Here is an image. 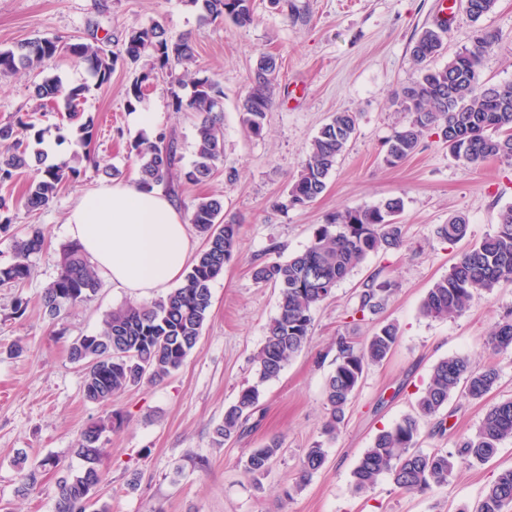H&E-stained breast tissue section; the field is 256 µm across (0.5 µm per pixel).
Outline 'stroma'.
<instances>
[{"label":"stroma","instance_id":"1","mask_svg":"<svg viewBox=\"0 0 512 512\" xmlns=\"http://www.w3.org/2000/svg\"><path fill=\"white\" fill-rule=\"evenodd\" d=\"M252 5L255 22L239 27L201 22L186 0H0L2 50L36 37L85 38L91 22L99 25L98 37L118 42L129 28L157 21L172 34H190L197 70L224 86V158L209 182L181 186L176 200L185 209L197 198L223 195L225 213L240 223L238 248L211 284L212 306L183 366L164 382H146L113 399L111 410L123 423L104 435L110 461L101 490L111 512H473L485 487L512 466V442L502 443L488 462L455 470L441 490L407 493L384 475L359 493L352 478L379 431L413 413L417 391L440 359L457 355L476 367L492 364L500 379L483 399L452 396L446 433H435L433 420L422 419L420 451L454 450L461 436L476 431L490 405L512 398V351L496 354L488 345L495 324L512 317V283L475 298L459 315L433 319L420 312L433 282L464 249L494 230L502 207L512 205V166L463 164L432 129L423 131L404 163L392 167L384 161L388 138L406 120L392 100L416 75L411 46L423 28L441 22V0H280L276 6L252 0ZM484 23L501 41L484 54L483 75L493 84H512V0H497ZM263 54L275 56L280 70L274 105L257 137L241 121V103ZM143 69L140 62L117 68L110 84L93 90L83 104L95 121L90 147L81 146L68 129L65 112L51 109L43 117L49 157L91 153L75 183L34 213L22 200L29 172L21 171L12 188L14 227L40 225L45 248L32 256L33 274L22 290L0 288V507L9 512H53L58 473L47 472L35 493L20 497L17 460L23 456L34 464L56 455L80 469L73 450L81 430L100 413L83 397V372L70 361L68 347L76 337L100 333L105 315L130 302V295L101 279L95 296L68 308L54 324L40 299L71 242L64 231L71 206L111 183V170H118L123 182L136 173L127 153L140 132L130 121L125 92ZM34 80L27 72L0 77V124L31 112ZM143 104L155 112L157 127L176 134L180 165L190 168L196 159V116L172 109L168 85L160 79ZM339 112L355 113L357 130L325 192L308 207L277 209L312 139ZM60 125L65 135L57 134ZM231 170L237 173L232 183L226 180ZM390 197L404 200L398 217L403 246L369 255L313 310L305 348L278 378L259 382L255 357L277 311L278 291L255 283L252 264L272 246L285 258L303 250L329 212ZM454 215L467 218L468 234L449 244L436 229ZM377 273L393 283L384 317L397 324L398 343L382 365L365 371L344 426L335 440L324 442V467L285 499L283 489L306 448L324 441V387L334 368L336 335L344 331L363 282ZM18 293L29 300L20 316L12 305ZM254 384L261 393L257 427L215 446L212 431L225 408ZM273 435L283 442L282 454L267 475L249 479L243 472L246 457Z\"/></svg>","mask_w":512,"mask_h":512}]
</instances>
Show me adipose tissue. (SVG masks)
Wrapping results in <instances>:
<instances>
[{"label": "adipose tissue", "instance_id": "adipose-tissue-1", "mask_svg": "<svg viewBox=\"0 0 512 512\" xmlns=\"http://www.w3.org/2000/svg\"><path fill=\"white\" fill-rule=\"evenodd\" d=\"M65 231L114 286L147 298L184 271L193 244L171 196L136 181L105 185L82 195Z\"/></svg>", "mask_w": 512, "mask_h": 512}]
</instances>
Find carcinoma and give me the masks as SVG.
Wrapping results in <instances>:
<instances>
[{"instance_id": "carcinoma-1", "label": "carcinoma", "mask_w": 512, "mask_h": 512, "mask_svg": "<svg viewBox=\"0 0 512 512\" xmlns=\"http://www.w3.org/2000/svg\"><path fill=\"white\" fill-rule=\"evenodd\" d=\"M204 22L231 20L244 27L254 22L251 0H188ZM496 0H469L466 12L477 22L493 11ZM91 40L64 41L59 38H34L14 49H0V76L20 71L40 76L34 83L33 98L38 104L26 118L0 125V142L7 144L9 155L0 159V189L10 188L17 171L30 169L34 176L25 193L30 212L47 206L59 189L81 175L76 157L53 162L37 148L44 129L37 127L34 115L48 104H64L70 121H78L79 141L88 146L93 139L94 119L82 118L77 106L87 101L95 87L110 82L116 68L142 55L151 57L149 68L134 78L127 92L126 108L133 112L144 99L143 89L158 78L170 84L173 108L192 112L200 118L195 144L196 160L188 169L179 166L178 140L175 134L160 128L153 138L143 137L129 144L128 151L138 165L140 183L162 186L173 192L183 183L208 181L224 157V88L217 78L202 76L188 80L177 69L188 70L195 63V50L186 34L173 37L160 22L131 28L121 45L97 38L99 25L92 23ZM446 29L427 28L415 39L411 55L418 67L416 78L395 97L408 120L394 129L387 140L384 157L396 166L412 156L425 129L434 128L448 143V152L458 161L479 166L489 161L512 165V84L494 85L482 73V59L499 43L498 35L486 28L475 31L471 47L455 54L444 65H431L439 56ZM64 55L82 65L93 83L67 85L50 73L52 62ZM277 61L263 55L251 77L242 103L241 118L247 130L262 134L267 112L274 104L273 87ZM357 118L352 112H338L314 137L298 177L289 185L285 198L276 207L287 210L315 202L326 189L330 173L346 151L356 132ZM11 195L0 196V233L13 224ZM404 202L387 198L372 206L346 208L327 215L316 228L311 243L286 260L277 247L270 257L253 265L257 283H272L279 288L277 314L266 326L264 342L257 357L258 384L243 389L236 401L224 410V420L213 429L218 446L243 435L247 423L259 405L258 385L277 378L288 361L308 342L312 310L332 296L370 254L402 245V230L397 216ZM188 223L202 239V247L188 267L178 287L151 301L130 303L110 311L97 335L80 336L68 348L71 361L82 364L83 396L101 408L81 431L74 450L83 461L75 473L63 477L57 486L55 512H110L99 488L109 458L103 435L118 421L109 410L112 398L144 381L157 383L177 371L197 347L203 325L212 305L211 283L224 271L238 247L240 224L224 214V198L202 197L191 207ZM468 224L455 217L436 229L437 236L450 244L462 240ZM45 237L31 225L25 236L15 240L12 261L0 264V286L17 287L32 275L30 257L42 251ZM512 281V206L499 213L495 230L463 251L448 274L428 289L421 313L431 318H446L464 312L477 295H490L502 282ZM99 287L98 277L77 244L63 248L56 278L45 288L41 305L50 320L63 311L87 300ZM392 282L371 277L351 312V329L370 316L383 313L392 293ZM398 341V327L382 323L364 344H357L350 332L336 337L334 369L324 388L326 417L323 434L332 440L344 422L345 409L365 369L386 360ZM490 345L500 353L512 350V320L495 325ZM499 373L493 366L481 370L465 357L450 356L432 368L428 383L416 402V414H409L381 430L353 470V486L361 492L374 486L387 474L397 488L421 492L433 486L448 485V478L461 463L485 462L499 446L512 440V399L491 406L475 433L459 439L451 451L417 450L419 420L435 419V431L445 432V409L455 394L470 399L484 398L496 385ZM282 450L279 437L269 438L254 448L244 461L246 475L257 478L269 472ZM325 463L322 444L314 443L300 462L294 481L284 491L292 493L305 486ZM59 457L49 456L20 469L16 488L26 496L40 487L44 473L64 470ZM512 505V467L500 472L486 487L475 512H505Z\"/></svg>"}]
</instances>
